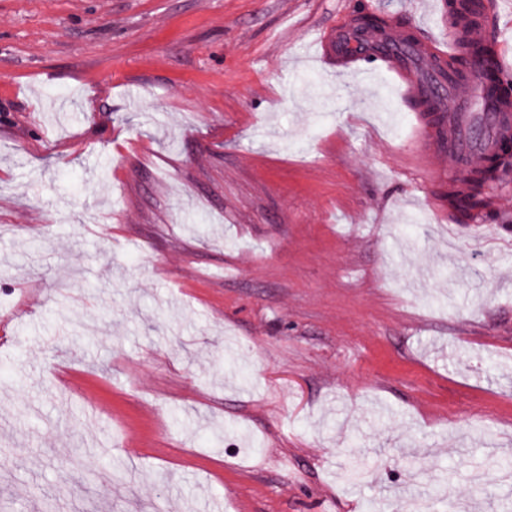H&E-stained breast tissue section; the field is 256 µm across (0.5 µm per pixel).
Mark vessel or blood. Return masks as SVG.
I'll return each mask as SVG.
<instances>
[{
    "instance_id": "1",
    "label": "vessel or blood",
    "mask_w": 512,
    "mask_h": 512,
    "mask_svg": "<svg viewBox=\"0 0 512 512\" xmlns=\"http://www.w3.org/2000/svg\"><path fill=\"white\" fill-rule=\"evenodd\" d=\"M487 38L480 17L426 41L394 23L381 35L340 26L319 35L318 50L322 58L344 59L353 70L385 75L409 111L446 115L450 137L431 135L421 125L413 129L421 143L417 171L433 182L459 161L481 166L494 141L512 133V106L485 81L483 56H472L464 72L453 68L464 44L480 46Z\"/></svg>"
}]
</instances>
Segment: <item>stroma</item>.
Returning <instances> with one entry per match:
<instances>
[{
    "label": "stroma",
    "mask_w": 512,
    "mask_h": 512,
    "mask_svg": "<svg viewBox=\"0 0 512 512\" xmlns=\"http://www.w3.org/2000/svg\"><path fill=\"white\" fill-rule=\"evenodd\" d=\"M370 16L448 0H0V512H512V174L419 178ZM458 173L452 177L448 184V201L450 202L452 209L456 213H458V211L461 213H467L473 210V207H471L470 205V199L474 196V193L476 192H474L472 188H470L468 192L458 190Z\"/></svg>",
    "instance_id": "obj_1"
}]
</instances>
